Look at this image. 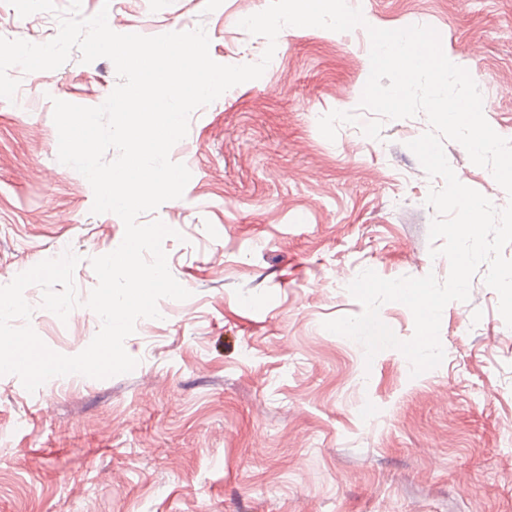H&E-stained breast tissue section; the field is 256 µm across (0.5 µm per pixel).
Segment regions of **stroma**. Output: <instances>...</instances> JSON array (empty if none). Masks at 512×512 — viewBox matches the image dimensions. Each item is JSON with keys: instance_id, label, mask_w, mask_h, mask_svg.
Segmentation results:
<instances>
[{"instance_id": "1", "label": "stroma", "mask_w": 512, "mask_h": 512, "mask_svg": "<svg viewBox=\"0 0 512 512\" xmlns=\"http://www.w3.org/2000/svg\"><path fill=\"white\" fill-rule=\"evenodd\" d=\"M365 26L286 27L260 79L196 110L170 152L191 172L181 198L141 222L174 229L163 249L188 299L158 303L125 340L138 361L103 380L69 375L28 392L0 376V512H512V328L483 273L470 299L441 316L442 364L411 377L395 349L365 361L324 321L362 313L347 287L365 269L392 279L434 273L429 177L407 143L425 116L366 137L359 103L370 73L367 26L427 25L467 69L486 120L512 139V0H357ZM269 0H82L108 7L120 34L204 25L210 55L260 60L264 37L239 28ZM55 14L32 24L0 0V36L42 44ZM0 99V286L58 248L80 258L79 298L97 284L90 260L116 249L124 224L93 214V190L57 159L53 102L101 105L112 62L67 63L44 83L14 67ZM464 185L496 207L511 197L453 141ZM53 351L75 355L100 320L60 321L24 293Z\"/></svg>"}]
</instances>
